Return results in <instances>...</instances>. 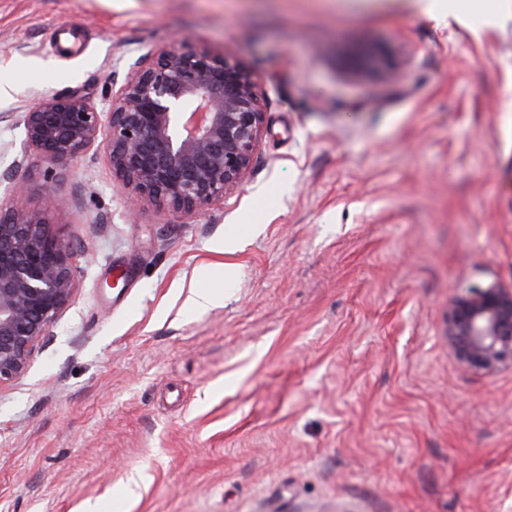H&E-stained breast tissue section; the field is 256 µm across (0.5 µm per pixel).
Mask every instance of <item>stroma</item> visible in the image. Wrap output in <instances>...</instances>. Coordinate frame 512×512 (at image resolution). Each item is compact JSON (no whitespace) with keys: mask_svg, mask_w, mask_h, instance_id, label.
I'll list each match as a JSON object with an SVG mask.
<instances>
[{"mask_svg":"<svg viewBox=\"0 0 512 512\" xmlns=\"http://www.w3.org/2000/svg\"><path fill=\"white\" fill-rule=\"evenodd\" d=\"M180 35L259 75L254 167L202 214L132 216L101 147L29 156L25 207L83 256L0 388V512H512V367L445 336L456 297L512 290V10L0 0V114L103 103ZM227 264L222 305L187 306Z\"/></svg>","mask_w":512,"mask_h":512,"instance_id":"stroma-1","label":"stroma"}]
</instances>
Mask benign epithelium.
I'll list each match as a JSON object with an SVG mask.
<instances>
[{
  "instance_id": "benign-epithelium-1",
  "label": "benign epithelium",
  "mask_w": 512,
  "mask_h": 512,
  "mask_svg": "<svg viewBox=\"0 0 512 512\" xmlns=\"http://www.w3.org/2000/svg\"><path fill=\"white\" fill-rule=\"evenodd\" d=\"M0 121L23 127L17 171L32 152L54 168L100 140L132 209L190 215L224 202L251 172L265 112L258 77L245 63L179 36L128 63L101 108L71 90ZM6 179L13 204L0 207V387L25 375L35 346L71 302L80 255L48 231L41 213L23 207L22 182ZM446 336L467 368L512 366V290L457 297Z\"/></svg>"
}]
</instances>
